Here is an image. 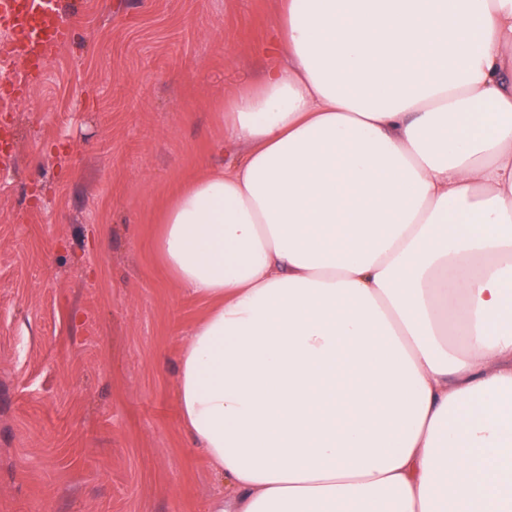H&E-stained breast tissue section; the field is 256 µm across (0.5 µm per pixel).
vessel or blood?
<instances>
[{
  "mask_svg": "<svg viewBox=\"0 0 512 512\" xmlns=\"http://www.w3.org/2000/svg\"><path fill=\"white\" fill-rule=\"evenodd\" d=\"M0 27L16 35L15 40L0 44V58L23 61L19 75L13 77L9 90L0 94V99L20 101L39 75L38 63L27 56L26 43L35 40L41 29H50L51 38L42 47L43 54L48 55L71 43L76 28L64 20L60 0H0Z\"/></svg>",
  "mask_w": 512,
  "mask_h": 512,
  "instance_id": "obj_1",
  "label": "vessel or blood"
}]
</instances>
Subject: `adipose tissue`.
Wrapping results in <instances>:
<instances>
[{"label":"adipose tissue","mask_w":512,"mask_h":512,"mask_svg":"<svg viewBox=\"0 0 512 512\" xmlns=\"http://www.w3.org/2000/svg\"><path fill=\"white\" fill-rule=\"evenodd\" d=\"M265 53L156 243L209 512H512V0H284Z\"/></svg>","instance_id":"adipose-tissue-1"}]
</instances>
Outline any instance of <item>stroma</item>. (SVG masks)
I'll use <instances>...</instances> for the list:
<instances>
[{
	"instance_id": "1",
	"label": "stroma",
	"mask_w": 512,
	"mask_h": 512,
	"mask_svg": "<svg viewBox=\"0 0 512 512\" xmlns=\"http://www.w3.org/2000/svg\"><path fill=\"white\" fill-rule=\"evenodd\" d=\"M281 0H74L78 39L0 114V512H208L179 356L206 304L156 251L160 212L219 153Z\"/></svg>"
}]
</instances>
